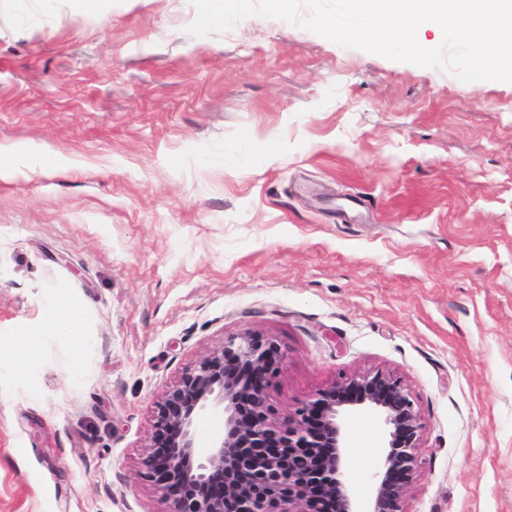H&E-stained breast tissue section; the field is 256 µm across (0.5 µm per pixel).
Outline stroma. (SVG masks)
I'll use <instances>...</instances> for the list:
<instances>
[{
    "mask_svg": "<svg viewBox=\"0 0 512 512\" xmlns=\"http://www.w3.org/2000/svg\"><path fill=\"white\" fill-rule=\"evenodd\" d=\"M190 0H0V512H166L165 395L243 333L271 421L383 371L422 424L404 512H512V83ZM345 431L347 482L388 447Z\"/></svg>",
    "mask_w": 512,
    "mask_h": 512,
    "instance_id": "stroma-1",
    "label": "stroma"
}]
</instances>
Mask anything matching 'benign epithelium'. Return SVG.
<instances>
[{
	"label": "benign epithelium",
	"mask_w": 512,
	"mask_h": 512,
	"mask_svg": "<svg viewBox=\"0 0 512 512\" xmlns=\"http://www.w3.org/2000/svg\"><path fill=\"white\" fill-rule=\"evenodd\" d=\"M272 342L244 333L224 351L203 358L159 405L157 433L163 449H151L143 466L167 499V512H325L310 488L334 497L333 512H403L401 503L418 467L422 425L401 382L382 372L355 374L318 392L277 428L269 422L267 388L274 367ZM365 404L380 409L390 427L388 450L363 497L349 491L345 476L344 421ZM224 419L210 448H197V426L205 416ZM268 448H284L271 456ZM320 448L332 452L318 462ZM224 474L218 494L209 491ZM189 487L181 497L169 485Z\"/></svg>",
	"instance_id": "obj_1"
}]
</instances>
